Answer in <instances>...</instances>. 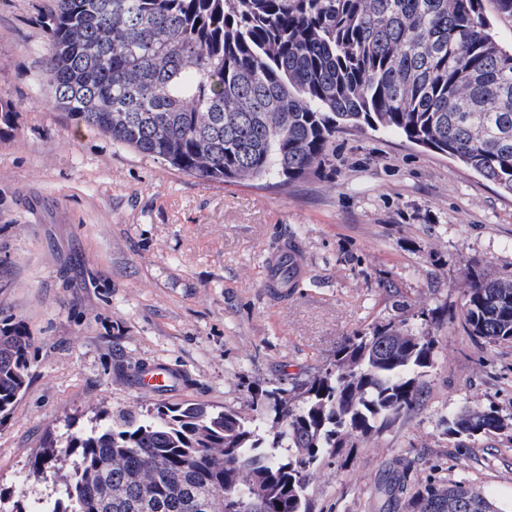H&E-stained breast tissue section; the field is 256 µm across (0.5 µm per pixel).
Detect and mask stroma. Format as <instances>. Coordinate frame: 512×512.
<instances>
[{
    "label": "stroma",
    "instance_id": "obj_1",
    "mask_svg": "<svg viewBox=\"0 0 512 512\" xmlns=\"http://www.w3.org/2000/svg\"><path fill=\"white\" fill-rule=\"evenodd\" d=\"M51 4L0 0V95L13 108L0 136V320L33 341L27 389L0 421V512L55 495L59 472L31 469L46 435L158 402L247 416L255 389L307 379L349 336L436 307L419 403L314 468L311 512H382L369 492L393 470L411 486L464 478L512 507V442L445 433L472 404L512 418V343L459 324L470 269L512 278V197L370 129L338 134L331 166L285 187L184 174L46 102ZM291 239L307 271L279 296L266 257ZM151 364L173 367L176 386L141 389Z\"/></svg>",
    "mask_w": 512,
    "mask_h": 512
}]
</instances>
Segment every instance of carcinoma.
I'll return each mask as SVG.
<instances>
[{
  "label": "carcinoma",
  "mask_w": 512,
  "mask_h": 512,
  "mask_svg": "<svg viewBox=\"0 0 512 512\" xmlns=\"http://www.w3.org/2000/svg\"><path fill=\"white\" fill-rule=\"evenodd\" d=\"M43 86L84 128L219 182L317 171L336 133L385 130L512 196V49L482 0H56ZM464 329L512 343V279L479 270ZM32 339L0 324V420L29 383ZM435 340L405 319L350 338L313 377L260 388L253 414L196 403L129 411L48 442L71 457L52 512H309L308 471L419 402ZM492 407L445 434L512 429ZM505 512L461 480H427L404 512Z\"/></svg>",
  "instance_id": "carcinoma-1"
}]
</instances>
